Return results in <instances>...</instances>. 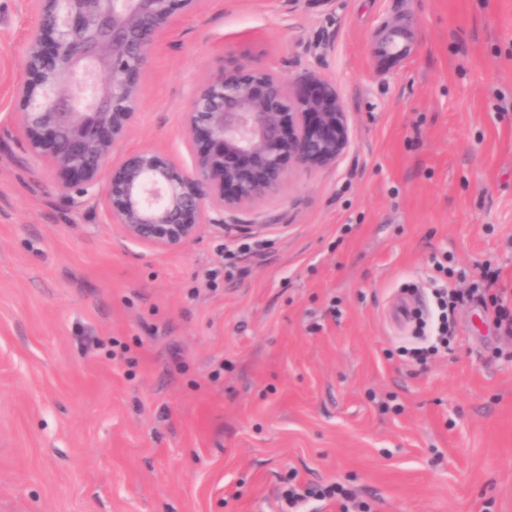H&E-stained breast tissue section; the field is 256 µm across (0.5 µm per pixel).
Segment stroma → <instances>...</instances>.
Returning <instances> with one entry per match:
<instances>
[{
  "label": "stroma",
  "instance_id": "1",
  "mask_svg": "<svg viewBox=\"0 0 512 512\" xmlns=\"http://www.w3.org/2000/svg\"><path fill=\"white\" fill-rule=\"evenodd\" d=\"M34 22L0 0V512H282L291 475L371 512H512V338L467 305L421 366L388 318L411 287L428 309L436 255L453 287L489 263L512 289V0H199L151 55L126 150L189 164L183 114L228 52L335 87L351 136L225 215L244 232L173 251L29 152Z\"/></svg>",
  "mask_w": 512,
  "mask_h": 512
}]
</instances>
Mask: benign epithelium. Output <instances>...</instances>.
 <instances>
[{
	"mask_svg": "<svg viewBox=\"0 0 512 512\" xmlns=\"http://www.w3.org/2000/svg\"><path fill=\"white\" fill-rule=\"evenodd\" d=\"M198 0H36L14 87L18 129L66 197L99 187L111 223L130 241L177 250L222 215L274 195L287 171L328 167L345 152L347 112L329 85L286 82L245 57L224 66L184 113L186 169L142 148L114 162L137 120L152 49ZM220 218L210 217V213Z\"/></svg>",
	"mask_w": 512,
	"mask_h": 512,
	"instance_id": "1",
	"label": "benign epithelium"
}]
</instances>
